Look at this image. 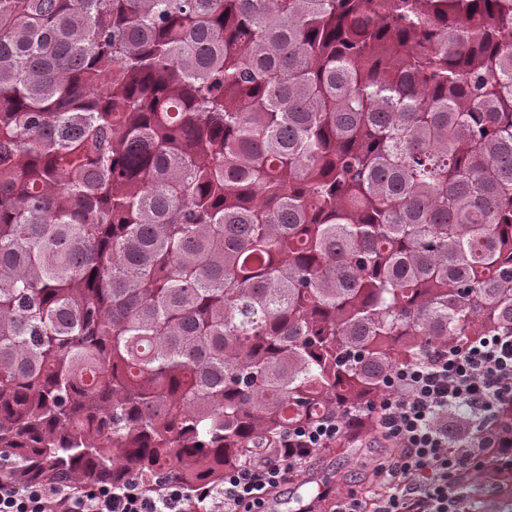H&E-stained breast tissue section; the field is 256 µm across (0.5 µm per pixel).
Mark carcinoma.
<instances>
[{"label": "carcinoma", "mask_w": 512, "mask_h": 512, "mask_svg": "<svg viewBox=\"0 0 512 512\" xmlns=\"http://www.w3.org/2000/svg\"><path fill=\"white\" fill-rule=\"evenodd\" d=\"M512 330V0H0V472L224 486ZM512 430V409L485 431Z\"/></svg>", "instance_id": "carcinoma-1"}]
</instances>
